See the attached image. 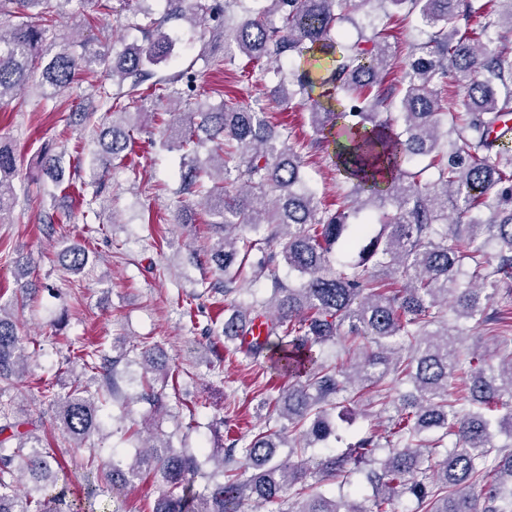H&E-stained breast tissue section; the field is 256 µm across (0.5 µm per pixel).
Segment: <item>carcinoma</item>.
Masks as SVG:
<instances>
[{
  "label": "carcinoma",
  "instance_id": "cac0c4a2",
  "mask_svg": "<svg viewBox=\"0 0 512 512\" xmlns=\"http://www.w3.org/2000/svg\"><path fill=\"white\" fill-rule=\"evenodd\" d=\"M73 0H0V18L20 22L9 31L0 22V102L24 88L40 71L42 96L68 91L80 72L107 73L115 92L100 93L101 106L126 116H143L139 95L151 67L171 56L164 24L171 18L198 21L228 14L240 0H167L161 18L144 13L140 25L147 44L116 57L101 48L48 40L47 23ZM261 14H277L281 25L247 17L224 25V41L252 60L278 64L280 100L311 101L309 121L316 136L332 139L336 169L352 185L331 213L301 173L296 146L264 113L227 98L211 106L195 95L183 100L189 124L207 138L184 136L163 146L186 151L179 192L203 193L215 236L208 257L224 279V297L237 310L224 319L222 335H244L242 309L261 317L266 335L239 340L235 352L253 362L267 359L270 369L292 378L269 399L270 414L288 424L270 425L249 441L229 440L213 451L214 472L199 473L196 459L169 440L141 444L130 461L121 457L100 468L101 486L74 497L59 484L58 457L42 446L41 436L24 430L20 418L0 415V512H97L100 493L120 495L133 481L151 476L163 486L152 512H240L250 500L252 512L266 505L276 512H392L394 499L406 496L417 512H512V350L490 337L464 349L450 331L456 320L500 327L512 321V305L489 314L499 287H512V150L500 128L512 114V58L502 41L512 34V0H491L496 19L474 29L469 0H373L416 14L428 40L411 46L396 84L384 86L397 65L385 30L371 35L355 20L359 0H262ZM40 16L44 24L29 22ZM352 24L357 38L339 42L336 27ZM320 66L318 77L312 68ZM465 93L463 111L448 107V84ZM318 95H313L314 90ZM130 131L117 121L98 135L103 151L115 159L127 150ZM208 157L201 160L206 143ZM45 176L61 184V156L46 148L39 158ZM16 172L12 149L0 144V223L13 207L7 177ZM212 186H206V182ZM240 184L233 197L224 185ZM454 218H448V207ZM249 229L247 238L239 229ZM264 259L252 280L271 283L261 298L243 287L252 252ZM60 261L81 270L88 256L65 248ZM298 284L285 283L280 264ZM370 344L361 346L359 339ZM339 346L348 359L330 363L324 347ZM143 381L156 368L152 352L132 348ZM28 358L13 315L0 306V382L10 381ZM91 370H102L106 391L120 359L81 356ZM464 377L466 393L448 400V383ZM412 391L376 414L386 417L387 435L374 428L338 450L341 441L333 412L339 400L356 401L384 382ZM76 384L53 399L62 431L88 452L102 432V399ZM504 433L509 443L496 445ZM288 449L285 459L276 449ZM443 457L435 458L438 449ZM368 467L373 494L360 487L327 497L314 488L327 481L350 483ZM30 484L15 491V473ZM298 486L296 499L287 491ZM481 486L477 504L472 489Z\"/></svg>",
  "mask_w": 512,
  "mask_h": 512
}]
</instances>
